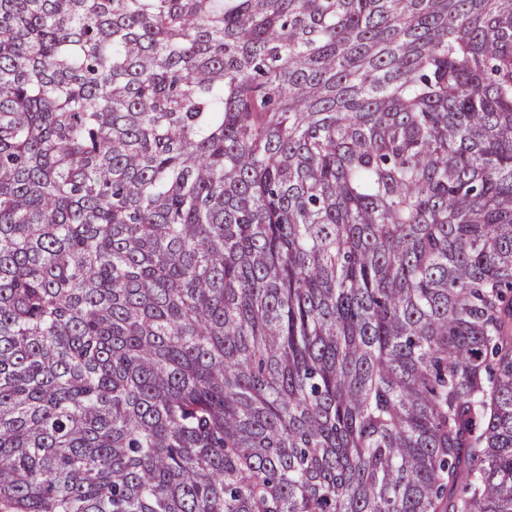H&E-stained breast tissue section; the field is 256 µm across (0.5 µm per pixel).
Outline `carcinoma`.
I'll use <instances>...</instances> for the list:
<instances>
[{
	"label": "carcinoma",
	"mask_w": 512,
	"mask_h": 512,
	"mask_svg": "<svg viewBox=\"0 0 512 512\" xmlns=\"http://www.w3.org/2000/svg\"><path fill=\"white\" fill-rule=\"evenodd\" d=\"M0 512H512V0H0Z\"/></svg>",
	"instance_id": "1"
}]
</instances>
